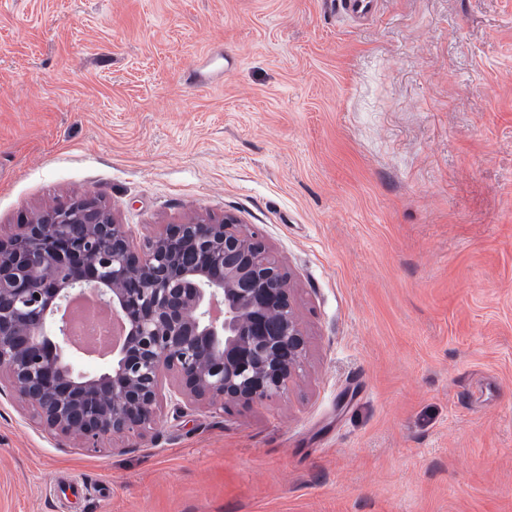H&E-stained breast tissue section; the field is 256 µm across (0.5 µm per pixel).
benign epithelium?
Returning <instances> with one entry per match:
<instances>
[{
    "instance_id": "1",
    "label": "benign epithelium",
    "mask_w": 512,
    "mask_h": 512,
    "mask_svg": "<svg viewBox=\"0 0 512 512\" xmlns=\"http://www.w3.org/2000/svg\"><path fill=\"white\" fill-rule=\"evenodd\" d=\"M86 292L127 328L97 373L70 360L68 314ZM306 355L288 272L231 217L171 224L137 248L88 196L0 235V382L88 448L150 428L165 375L174 395L222 409L282 396Z\"/></svg>"
}]
</instances>
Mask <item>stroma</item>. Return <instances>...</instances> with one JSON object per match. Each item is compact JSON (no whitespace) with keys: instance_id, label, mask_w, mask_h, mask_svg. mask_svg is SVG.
Segmentation results:
<instances>
[{"instance_id":"obj_1","label":"stroma","mask_w":512,"mask_h":512,"mask_svg":"<svg viewBox=\"0 0 512 512\" xmlns=\"http://www.w3.org/2000/svg\"><path fill=\"white\" fill-rule=\"evenodd\" d=\"M87 194L247 224L307 356L95 450L0 393V512H512V0H0V229ZM338 11L347 19L370 18L376 10L377 0H337Z\"/></svg>"}]
</instances>
